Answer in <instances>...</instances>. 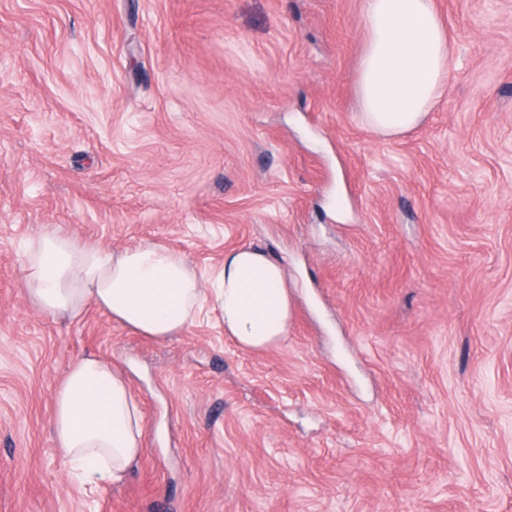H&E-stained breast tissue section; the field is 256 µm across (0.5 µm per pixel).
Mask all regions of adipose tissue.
I'll list each match as a JSON object with an SVG mask.
<instances>
[{
    "instance_id": "obj_1",
    "label": "adipose tissue",
    "mask_w": 512,
    "mask_h": 512,
    "mask_svg": "<svg viewBox=\"0 0 512 512\" xmlns=\"http://www.w3.org/2000/svg\"><path fill=\"white\" fill-rule=\"evenodd\" d=\"M357 85L361 119L385 136L421 124L448 78V32L434 0H367ZM27 291L43 313L74 320L95 306L140 335L183 333L218 311L239 347L259 351L288 335L293 300L282 265L244 246L225 252L212 292L184 256L156 244L112 254L45 232L24 252ZM53 434L87 489L120 483L142 451L146 418L128 381L95 356L74 363L54 394Z\"/></svg>"
}]
</instances>
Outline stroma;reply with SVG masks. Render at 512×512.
I'll return each mask as SVG.
<instances>
[{"label":"stroma","mask_w":512,"mask_h":512,"mask_svg":"<svg viewBox=\"0 0 512 512\" xmlns=\"http://www.w3.org/2000/svg\"><path fill=\"white\" fill-rule=\"evenodd\" d=\"M443 95L361 123L365 0H0V512H512V0H435ZM286 267V339L37 309L23 245ZM95 355L144 450L88 492L52 432Z\"/></svg>","instance_id":"1"}]
</instances>
